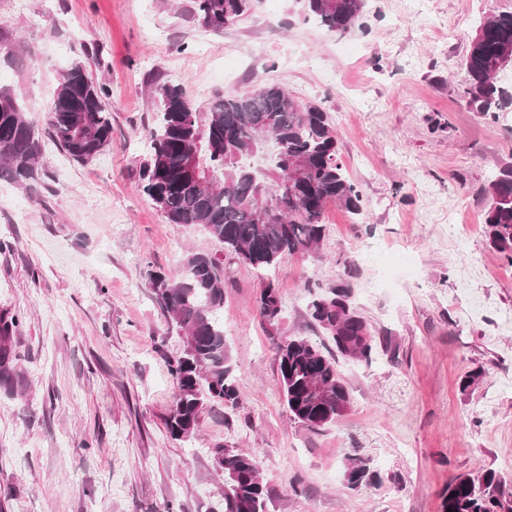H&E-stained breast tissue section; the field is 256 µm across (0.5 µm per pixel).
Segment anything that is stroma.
I'll list each match as a JSON object with an SVG mask.
<instances>
[{
	"label": "stroma",
	"instance_id": "35a3bbf8",
	"mask_svg": "<svg viewBox=\"0 0 512 512\" xmlns=\"http://www.w3.org/2000/svg\"><path fill=\"white\" fill-rule=\"evenodd\" d=\"M192 0H0V87L44 119L59 74L99 49L112 142L80 164L46 143L38 179L0 180V313L19 319L23 383L0 388L5 512H224L213 449L258 452L266 512H441L458 474L512 477V263L485 236L484 192L512 161V112L492 123L461 97L468 36L512 0H368L355 32L308 19L302 0H252L215 34ZM197 105L277 83L321 105L364 213H324L317 252L271 273L277 331L255 307L250 267L227 266L224 335L240 400L208 404L193 438L170 439L179 331L148 268L183 275L201 228L169 223L139 186L154 81ZM350 282L375 339L370 365L340 362L351 408L309 429L290 419L273 339L322 331L310 292ZM484 369L479 385L461 380ZM373 457L378 485L348 489V455Z\"/></svg>",
	"mask_w": 512,
	"mask_h": 512
}]
</instances>
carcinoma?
<instances>
[{
    "instance_id": "obj_1",
    "label": "carcinoma",
    "mask_w": 512,
    "mask_h": 512,
    "mask_svg": "<svg viewBox=\"0 0 512 512\" xmlns=\"http://www.w3.org/2000/svg\"><path fill=\"white\" fill-rule=\"evenodd\" d=\"M367 0H305V10L330 31L354 32ZM249 0H193L192 13L215 33L235 24ZM512 52V12L476 22L463 67L468 105L491 122L512 110V88L494 77L497 60ZM153 100L157 119L148 128L151 154L140 166L143 192L171 224L197 225L224 245L243 265L267 270L282 257L313 253L324 234L323 214L335 203L354 216L363 212L362 194L346 176L338 157L328 112L296 100L276 83L244 94L218 96L196 107L178 85L158 83ZM109 89L75 59L61 75L46 108L51 140L77 163L97 157L112 141ZM198 151L199 165L221 183L217 191L200 184L185 164ZM44 155L37 122L8 89H0V179L19 186L38 176ZM260 190L277 216L254 206ZM490 202L484 224L490 246L512 263V163L499 166L485 189ZM184 277L172 283L159 270L148 272L157 303L182 332V348L168 361L177 392L166 426L173 440L187 441L198 429L205 405L235 407L239 391L226 365L224 275L213 256L189 253ZM346 283L316 295L308 304L311 320L331 342L326 348L303 336L275 342L278 386L293 420L309 429L336 422L351 406L352 392L339 371L340 360L366 365L375 345L369 327L350 300ZM256 307L271 329H278V288L263 284ZM18 319L0 315V387L12 389L20 375L13 351ZM217 470L224 474V512H266L268 489L255 455L218 445ZM344 484L350 490L379 480L369 456L347 458ZM512 512V479L493 470L453 477L442 493V512Z\"/></svg>"
}]
</instances>
